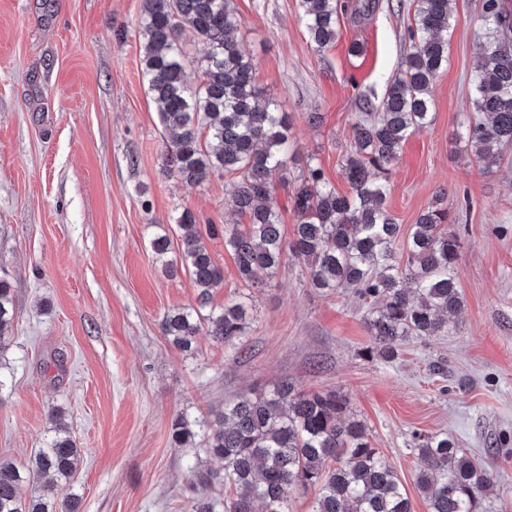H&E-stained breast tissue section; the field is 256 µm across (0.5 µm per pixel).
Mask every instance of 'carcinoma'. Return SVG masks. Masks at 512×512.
<instances>
[{
  "mask_svg": "<svg viewBox=\"0 0 512 512\" xmlns=\"http://www.w3.org/2000/svg\"><path fill=\"white\" fill-rule=\"evenodd\" d=\"M450 0H412L408 48L398 73L376 107L353 125V146L341 162L350 190L336 192L323 170L306 163L289 198L297 217L292 239L281 232L273 175L288 169V113L254 81L253 66L235 32L243 25L233 0H143L139 20L143 75L159 106L167 140L168 171L201 186L215 175L233 174L238 184L225 208L233 224L209 225L224 234L245 287L260 288L257 273L275 274L287 259L301 265L310 286L350 291L368 307V354L391 361L411 337L438 336L462 297L456 279L461 255L456 217L436 199L400 239V225L387 209L388 174L407 138L433 122L431 88L448 66L453 27ZM376 0H298L301 19L316 51L339 38L340 17L373 13ZM486 43L471 73L474 118L463 138L482 160L500 158L512 144V10L503 0H483ZM205 46L190 59L186 33ZM181 251L169 259V230L150 240L166 274L188 273L196 305L167 314L169 341L191 350L207 330L228 346L243 340L248 306L239 301L211 307L224 273L209 251L189 208L175 218ZM14 295L0 278V353L13 341ZM52 435L27 464L0 460V512H79L67 492L80 456L60 410L48 412ZM172 439L224 461L223 472L195 470L203 489L227 488L224 498L198 497L193 512H289L290 495L313 488V512H412L403 481L378 449L364 423L350 413L346 397L305 391L284 380L269 391H252L215 408L202 421L179 416ZM423 462L416 487L428 512H479L482 493L493 484L490 464L467 454L446 434L416 437ZM47 479L25 500L22 485Z\"/></svg>",
  "mask_w": 512,
  "mask_h": 512,
  "instance_id": "carcinoma-1",
  "label": "carcinoma"
}]
</instances>
